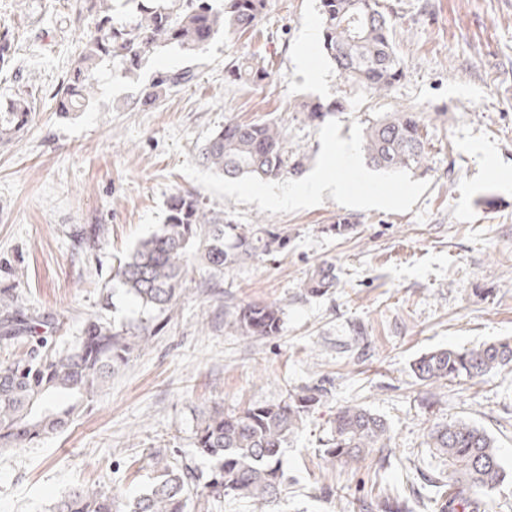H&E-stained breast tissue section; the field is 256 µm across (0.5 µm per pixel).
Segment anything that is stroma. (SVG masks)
I'll list each match as a JSON object with an SVG mask.
<instances>
[{"label":"stroma","instance_id":"obj_1","mask_svg":"<svg viewBox=\"0 0 512 512\" xmlns=\"http://www.w3.org/2000/svg\"><path fill=\"white\" fill-rule=\"evenodd\" d=\"M403 78L375 95L320 52L317 0H269L256 31L221 37L193 84L146 112L130 110L138 84L102 73L92 105L61 112L83 31L76 0H0L15 58L0 70V100L32 94L25 127L0 142V289L25 316L52 323L67 349L100 316L131 327L144 314L114 278L116 260L156 230L175 192L238 224L287 235L286 248L225 271L220 287L193 271L148 344L90 400L77 420L40 442L0 452V512H47L72 486L131 499L150 482L151 453L199 469L194 432L212 407L241 411L319 390V405L284 446L288 477L275 512H372L417 471L441 468L427 446L437 424L465 420L497 442L512 472V373L445 386L411 365L440 348L512 339V0H381ZM264 59L272 81L230 78L238 57ZM341 100L345 111L310 122L300 101ZM422 113L431 131L422 168L389 174L360 149L369 122ZM274 119L288 148L306 154L298 177L227 180L198 149L228 119ZM334 186L300 189L316 174ZM288 195L268 204L264 189ZM353 231L334 235L340 221ZM329 262L336 286L307 293ZM277 302V335L243 337L236 309ZM382 416L392 438L362 463L319 468L318 450L343 406Z\"/></svg>","mask_w":512,"mask_h":512}]
</instances>
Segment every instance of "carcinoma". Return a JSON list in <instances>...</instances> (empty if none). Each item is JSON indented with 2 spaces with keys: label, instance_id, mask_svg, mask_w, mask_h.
<instances>
[{
  "label": "carcinoma",
  "instance_id": "cac0c4a2",
  "mask_svg": "<svg viewBox=\"0 0 512 512\" xmlns=\"http://www.w3.org/2000/svg\"><path fill=\"white\" fill-rule=\"evenodd\" d=\"M114 0H79L77 22L89 35L66 82L57 92V110L83 112L90 105L97 74L112 65L115 78L140 79L151 55L174 48L191 64L158 72L140 88L129 107L149 111L173 90L197 77L199 59L217 35H236L257 27L267 0H121L128 18L113 15ZM321 24L320 51L347 81L372 93L389 91L403 77V67L390 40V20L380 0H317ZM14 60L10 31L0 32V69ZM232 76L253 83L270 79L265 63L245 59L231 66ZM33 101L17 97L0 113V137L20 130ZM343 104L322 106L302 102L298 109L311 120H322ZM428 126L420 113L397 110L366 128L361 150L373 167L392 173L422 167ZM286 130L274 120L240 123L228 120L200 151L203 164L231 179L276 180L303 172L306 155L291 156ZM286 246L276 232L257 224H234L222 214L205 211L189 192L172 195L164 223L141 239L115 270L120 286L136 300L145 321L130 331L100 318L89 319L82 336L67 351L0 363V449L33 444L66 428L104 384L115 367L128 361L134 347L148 341L154 315L173 309L185 278L197 259L217 281L240 260L269 254ZM336 287L335 266H317L306 283L308 293L323 296ZM14 295L0 291V341L37 333L45 320L17 317ZM283 309L276 303H248L235 311L243 336H274ZM512 370V340L473 348L428 352L412 365L427 385L457 379L473 380ZM321 401L310 391L288 395L275 405H253L226 414L215 407L203 415L195 432V449L210 463L208 474L188 464L157 456L152 481L128 502L102 488L76 485L49 507V512H191L206 492L213 498L233 496L252 503L254 512H269L281 495L286 476L281 450ZM390 427L380 416L347 405L336 412L321 457L329 464H358L378 448L388 447ZM429 447L448 463L439 474L418 479L439 504V512H486V499L507 477L499 449L483 428L457 421L439 424L429 433ZM392 496L386 512H415L411 496Z\"/></svg>",
  "mask_w": 512,
  "mask_h": 512
}]
</instances>
